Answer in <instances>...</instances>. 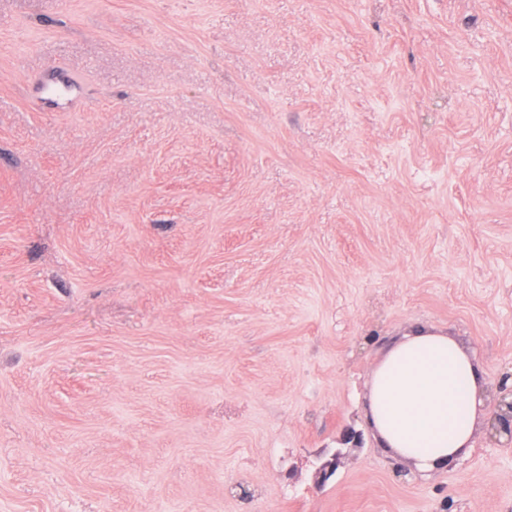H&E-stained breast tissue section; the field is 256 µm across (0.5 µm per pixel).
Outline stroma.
Returning <instances> with one entry per match:
<instances>
[{
    "label": "stroma",
    "instance_id": "stroma-1",
    "mask_svg": "<svg viewBox=\"0 0 512 512\" xmlns=\"http://www.w3.org/2000/svg\"><path fill=\"white\" fill-rule=\"evenodd\" d=\"M419 326L493 407L512 0H0V512H512L368 427Z\"/></svg>",
    "mask_w": 512,
    "mask_h": 512
}]
</instances>
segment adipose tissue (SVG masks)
<instances>
[{"mask_svg": "<svg viewBox=\"0 0 512 512\" xmlns=\"http://www.w3.org/2000/svg\"><path fill=\"white\" fill-rule=\"evenodd\" d=\"M484 391L477 363L459 342L419 328L373 368L365 415L381 447L428 472L470 450L486 414Z\"/></svg>", "mask_w": 512, "mask_h": 512, "instance_id": "ef3b65f1", "label": "adipose tissue"}]
</instances>
